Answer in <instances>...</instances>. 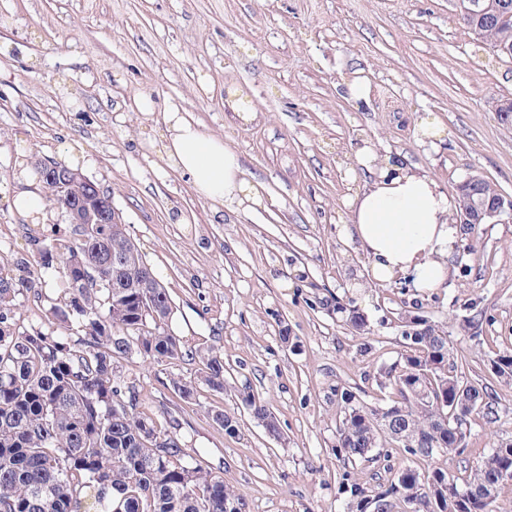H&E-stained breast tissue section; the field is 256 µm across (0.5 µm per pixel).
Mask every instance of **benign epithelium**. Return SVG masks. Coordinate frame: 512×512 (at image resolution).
I'll return each instance as SVG.
<instances>
[{
    "label": "benign epithelium",
    "instance_id": "benign-epithelium-1",
    "mask_svg": "<svg viewBox=\"0 0 512 512\" xmlns=\"http://www.w3.org/2000/svg\"><path fill=\"white\" fill-rule=\"evenodd\" d=\"M43 170L44 179L53 187L52 195L65 208V215L70 224H116L121 213L112 204V195L90 180L79 169L63 168L52 161L42 158L37 160ZM470 190L459 198L458 223L500 224L512 221V197L501 195L492 205L485 204L473 179H467ZM84 184L92 190L95 197L85 198L72 203L71 191Z\"/></svg>",
    "mask_w": 512,
    "mask_h": 512
}]
</instances>
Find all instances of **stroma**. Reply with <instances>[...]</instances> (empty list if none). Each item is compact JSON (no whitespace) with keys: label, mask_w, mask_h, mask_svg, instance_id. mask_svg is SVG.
Masks as SVG:
<instances>
[{"label":"stroma","mask_w":512,"mask_h":512,"mask_svg":"<svg viewBox=\"0 0 512 512\" xmlns=\"http://www.w3.org/2000/svg\"><path fill=\"white\" fill-rule=\"evenodd\" d=\"M358 75L370 94L356 103L343 82ZM235 88L256 104L254 120L227 107ZM144 96L152 115L140 110ZM510 98L512 60L465 24L458 0H0V265L31 253L32 237L48 244L69 232L53 204L36 223L13 205L42 192L34 158L80 168L111 192L170 294L174 333L221 354L229 381L250 385L278 419L279 441L234 396L202 388L182 400L172 383L193 377L194 362L121 363L144 410L233 486L240 512H346L350 482L375 487L405 466L460 476L466 461L512 441V389L489 371L496 353L512 352V222L481 225L475 252H454L455 275L436 293L400 281L354 287L368 259L342 223L368 177L362 144L402 154L446 193L479 176L512 196V117L496 110ZM172 109L238 153L260 206L214 213L159 163L153 144ZM425 113L438 139H420ZM41 281L39 294L18 298L20 326L51 327L62 285L52 269ZM332 299L364 314L368 333L337 321ZM408 312L447 332L463 377L499 396L497 417H472L465 448L449 458L393 447L344 461L336 390L388 402L376 371L403 351ZM474 315L476 338L459 328ZM218 409L239 419L236 436L213 422Z\"/></svg>","instance_id":"1"}]
</instances>
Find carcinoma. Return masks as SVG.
<instances>
[{
  "label": "carcinoma",
  "instance_id": "obj_1",
  "mask_svg": "<svg viewBox=\"0 0 512 512\" xmlns=\"http://www.w3.org/2000/svg\"><path fill=\"white\" fill-rule=\"evenodd\" d=\"M485 42L512 44V14L493 24L463 15ZM70 239L39 248L40 264L26 254L0 269V512H238L239 498L224 478L202 469L176 433L141 409L119 360L134 354L155 363L198 361L193 378L173 382L183 400L197 387L234 391L265 431L280 440L279 422L251 387L229 385L224 357L193 351L169 330L173 307L123 224L70 228ZM130 255L119 274L112 255ZM56 268L62 295L48 314L55 331L23 328L17 298L36 291L40 269ZM336 317L363 334L368 321L336 303ZM406 350L379 368L390 403L372 406L358 392L336 388L343 418L337 453L365 460L377 448L401 446L432 459L459 452L474 415L493 420L498 396L458 376L447 334L422 315L402 319ZM491 374L512 386V353L490 360ZM212 420L234 436L238 418L216 410ZM512 470V442L473 460L464 481L440 467H404L375 490L352 486L350 512H493Z\"/></svg>",
  "mask_w": 512,
  "mask_h": 512
}]
</instances>
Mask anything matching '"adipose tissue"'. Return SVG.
I'll use <instances>...</instances> for the list:
<instances>
[{
	"instance_id": "ef3b65f1",
	"label": "adipose tissue",
	"mask_w": 512,
	"mask_h": 512,
	"mask_svg": "<svg viewBox=\"0 0 512 512\" xmlns=\"http://www.w3.org/2000/svg\"><path fill=\"white\" fill-rule=\"evenodd\" d=\"M163 123L159 159L187 175L215 212L234 214L260 204L238 154L222 138L204 134L175 109L164 113ZM356 156L373 173L347 203L346 231L369 259L367 280L383 285L403 277L418 290L447 287L448 258L459 236L455 202L403 156L377 161L364 146Z\"/></svg>"
}]
</instances>
